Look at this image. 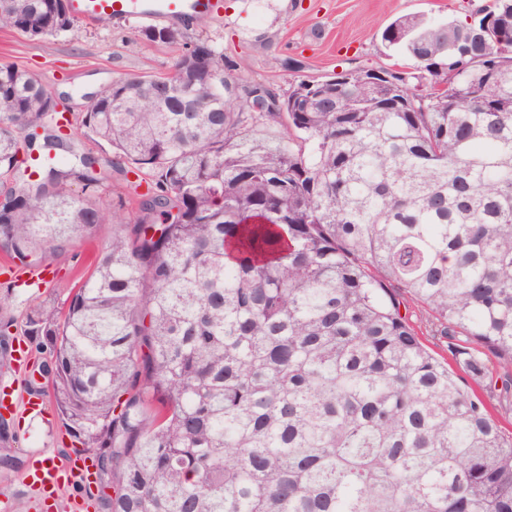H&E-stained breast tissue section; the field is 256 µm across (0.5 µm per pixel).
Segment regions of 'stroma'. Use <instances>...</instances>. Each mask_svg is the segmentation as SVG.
Instances as JSON below:
<instances>
[{"instance_id": "stroma-1", "label": "stroma", "mask_w": 512, "mask_h": 512, "mask_svg": "<svg viewBox=\"0 0 512 512\" xmlns=\"http://www.w3.org/2000/svg\"><path fill=\"white\" fill-rule=\"evenodd\" d=\"M487 0H217L213 15L180 26L176 43L143 40L142 22H76L67 33L40 40L0 29V65L11 64L34 73L51 95L75 113L84 112L92 95L113 81L143 74H166L186 45L216 44L234 68L232 80H258L288 91L302 79H324L350 68L391 66L381 43L383 29L394 19L423 14L441 21L470 14ZM291 57L300 69L282 65ZM116 227L97 225L90 238L75 243L42 263L45 280L29 286L15 282L13 266L0 253V392L13 408L8 427L0 430V456L19 460L17 468L0 469V503L29 502L24 478L30 460L56 463L73 445L51 397L43 407L28 405L29 372L15 361L19 345L28 344L24 324L38 304L60 307L89 270L93 256L110 243Z\"/></svg>"}]
</instances>
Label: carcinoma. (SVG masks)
Here are the masks:
<instances>
[{
	"instance_id": "carcinoma-1",
	"label": "carcinoma",
	"mask_w": 512,
	"mask_h": 512,
	"mask_svg": "<svg viewBox=\"0 0 512 512\" xmlns=\"http://www.w3.org/2000/svg\"><path fill=\"white\" fill-rule=\"evenodd\" d=\"M485 11L490 42L477 17L415 15L394 44L399 17L381 41L412 68H381L377 90L363 68L299 82L264 112L244 105L263 82L230 86L205 41L178 84L115 81L72 121L0 66V252L32 267L121 227L24 329L105 512H512V433L477 391L512 393V0ZM74 22L61 0H0L1 29ZM63 122L146 183L137 206L100 207L98 159ZM39 127L34 179L17 154ZM407 307V313L411 316L412 323L417 330L419 336L422 337L425 344L439 356L448 358V352L444 346L442 340H439V336H433L429 322H427L428 314L423 308L412 301L409 297L405 296L403 300Z\"/></svg>"
}]
</instances>
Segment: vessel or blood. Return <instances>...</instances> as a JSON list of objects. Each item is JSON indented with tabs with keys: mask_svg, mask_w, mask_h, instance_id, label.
Listing matches in <instances>:
<instances>
[{
	"mask_svg": "<svg viewBox=\"0 0 512 512\" xmlns=\"http://www.w3.org/2000/svg\"><path fill=\"white\" fill-rule=\"evenodd\" d=\"M74 15L88 23L138 20L148 23L191 21L213 13V0H72ZM93 475L88 454L70 452L50 468L34 465L28 486L36 504L53 502L56 512H84L77 489Z\"/></svg>",
	"mask_w": 512,
	"mask_h": 512,
	"instance_id": "obj_1",
	"label": "vessel or blood"
}]
</instances>
